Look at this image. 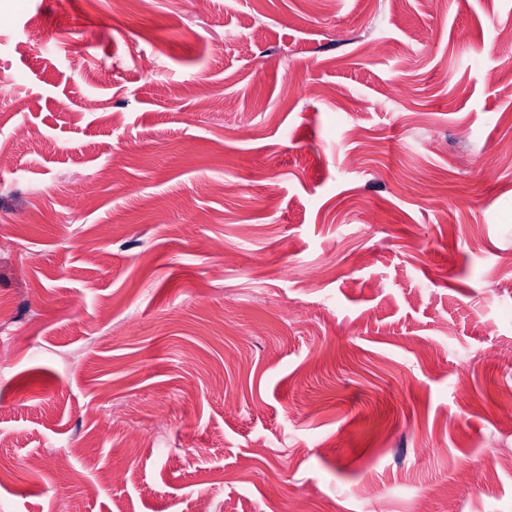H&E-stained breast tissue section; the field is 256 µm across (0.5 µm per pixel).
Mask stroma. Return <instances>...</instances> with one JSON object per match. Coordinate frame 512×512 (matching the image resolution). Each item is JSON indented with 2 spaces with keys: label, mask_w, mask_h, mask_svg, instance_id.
Instances as JSON below:
<instances>
[{
  "label": "stroma",
  "mask_w": 512,
  "mask_h": 512,
  "mask_svg": "<svg viewBox=\"0 0 512 512\" xmlns=\"http://www.w3.org/2000/svg\"><path fill=\"white\" fill-rule=\"evenodd\" d=\"M1 81L0 512H512V0H0Z\"/></svg>",
  "instance_id": "35a3bbf8"
}]
</instances>
